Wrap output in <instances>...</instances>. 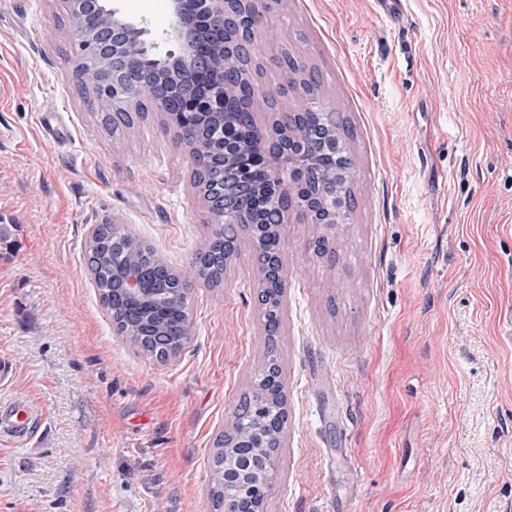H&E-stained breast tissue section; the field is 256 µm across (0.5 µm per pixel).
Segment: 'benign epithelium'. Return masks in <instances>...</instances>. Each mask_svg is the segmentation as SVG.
Here are the masks:
<instances>
[{
  "instance_id": "1",
  "label": "benign epithelium",
  "mask_w": 512,
  "mask_h": 512,
  "mask_svg": "<svg viewBox=\"0 0 512 512\" xmlns=\"http://www.w3.org/2000/svg\"><path fill=\"white\" fill-rule=\"evenodd\" d=\"M72 17L70 38L76 49V68L81 82L91 86L107 108L131 110L138 101L160 91L164 82L174 81L183 89V98L172 109L164 99L158 108L184 144L191 160L203 146L194 139L198 107L205 101L224 103V0H170V23L165 35L175 41L178 51L159 57L156 43L148 38L146 27L119 14L111 0H68ZM298 132L288 131V147L275 139L258 136L255 149L262 155L268 173L280 180L284 197H295L299 207L311 214L310 200L301 192L306 188L310 165L298 155L293 144ZM322 209L316 223H340L346 203L336 187V174L325 175ZM251 225L256 245L268 261L262 272V294L273 295L284 281L283 268L276 252L278 225L255 224L252 216L240 215ZM282 385L275 364H268L253 395V424L224 434V512H239L241 501L251 504V512L261 506L270 486L274 455L271 443L279 440L274 416L268 409L282 403Z\"/></svg>"
}]
</instances>
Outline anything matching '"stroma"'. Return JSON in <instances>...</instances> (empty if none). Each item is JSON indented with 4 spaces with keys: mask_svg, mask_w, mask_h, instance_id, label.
<instances>
[{
    "mask_svg": "<svg viewBox=\"0 0 512 512\" xmlns=\"http://www.w3.org/2000/svg\"><path fill=\"white\" fill-rule=\"evenodd\" d=\"M160 52L168 0H112ZM66 0H0V393L43 420L0 440V512H217L215 442L275 357L286 421L263 512H512V0H274L281 50L351 130L346 223L281 224L279 327L247 230L161 362L116 333L88 270L119 217L177 269L215 229L147 112L113 126L75 78ZM329 254L317 253V237Z\"/></svg>",
    "mask_w": 512,
    "mask_h": 512,
    "instance_id": "stroma-1",
    "label": "stroma"
}]
</instances>
